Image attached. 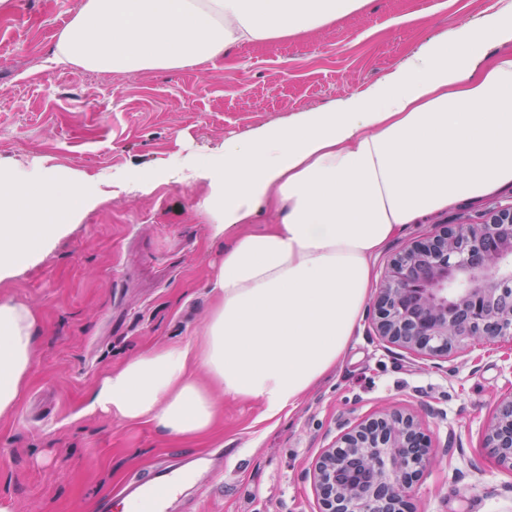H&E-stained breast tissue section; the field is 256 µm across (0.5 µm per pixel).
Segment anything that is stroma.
<instances>
[{"mask_svg":"<svg viewBox=\"0 0 512 512\" xmlns=\"http://www.w3.org/2000/svg\"><path fill=\"white\" fill-rule=\"evenodd\" d=\"M79 0H9L0 27V164L77 170L96 182L207 154L224 139L366 90L449 24L492 0H372L310 36L229 48L215 63L98 75L57 63V38ZM37 54L39 67L27 59ZM201 183L114 189L46 252L0 283L37 315L27 386L0 417V504L12 512H126L122 490L159 466L205 457L167 512H320L307 471L342 429L385 408L413 412L433 459L410 494L418 512H512V471L485 434L512 395V344L476 342L448 369L395 347L370 323L341 364L290 415L260 421L256 401H225L216 429L170 439L86 406L101 378L148 347L191 340L209 312L206 273L220 256L195 213ZM482 211L466 205L413 225L375 262Z\"/></svg>","mask_w":512,"mask_h":512,"instance_id":"35a3bbf8","label":"stroma"}]
</instances>
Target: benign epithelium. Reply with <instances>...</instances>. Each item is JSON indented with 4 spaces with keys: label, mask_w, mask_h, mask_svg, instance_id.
Instances as JSON below:
<instances>
[{
    "label": "benign epithelium",
    "mask_w": 512,
    "mask_h": 512,
    "mask_svg": "<svg viewBox=\"0 0 512 512\" xmlns=\"http://www.w3.org/2000/svg\"><path fill=\"white\" fill-rule=\"evenodd\" d=\"M512 203L463 220L395 254L371 305L377 335L422 358L448 361L472 340L512 337ZM486 445L512 471V396L500 401ZM431 458L416 417L389 409L344 430L312 476L321 512H414L409 493Z\"/></svg>",
    "instance_id": "benign-epithelium-1"
}]
</instances>
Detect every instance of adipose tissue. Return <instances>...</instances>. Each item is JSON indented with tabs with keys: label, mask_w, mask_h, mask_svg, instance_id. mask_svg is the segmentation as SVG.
Returning a JSON list of instances; mask_svg holds the SVG:
<instances>
[{
	"label": "adipose tissue",
	"mask_w": 512,
	"mask_h": 512,
	"mask_svg": "<svg viewBox=\"0 0 512 512\" xmlns=\"http://www.w3.org/2000/svg\"><path fill=\"white\" fill-rule=\"evenodd\" d=\"M368 3L80 0L55 57L102 75L202 66ZM169 174L207 184L195 209L224 243L208 275L214 305L194 339L107 374L90 410L180 439L210 431L217 390L259 401L266 420L295 410L353 343L385 246L426 217L512 188V0L449 27L368 90L185 157ZM101 198L75 170L0 166V281ZM265 209L275 223L257 224ZM36 322L30 306L0 298V416L27 385Z\"/></svg>",
	"instance_id": "adipose-tissue-1"
}]
</instances>
